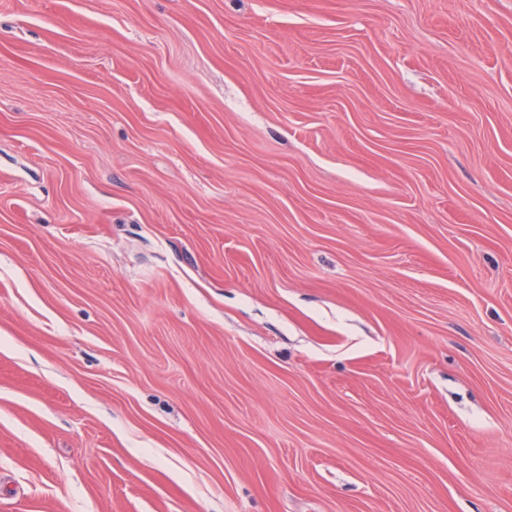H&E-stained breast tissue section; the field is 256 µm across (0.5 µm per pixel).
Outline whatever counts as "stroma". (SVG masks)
Segmentation results:
<instances>
[{"mask_svg": "<svg viewBox=\"0 0 512 512\" xmlns=\"http://www.w3.org/2000/svg\"><path fill=\"white\" fill-rule=\"evenodd\" d=\"M0 512H512V0H0Z\"/></svg>", "mask_w": 512, "mask_h": 512, "instance_id": "stroma-1", "label": "stroma"}]
</instances>
